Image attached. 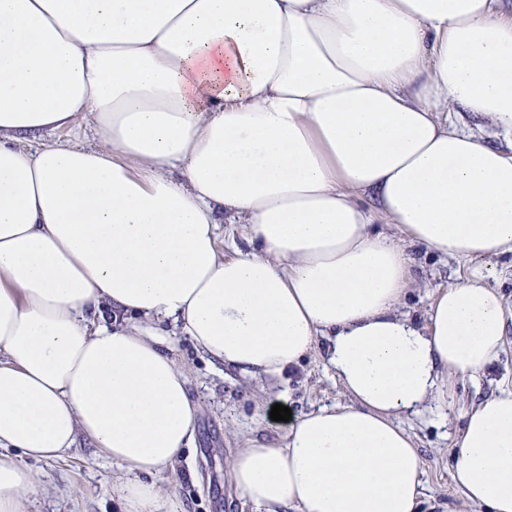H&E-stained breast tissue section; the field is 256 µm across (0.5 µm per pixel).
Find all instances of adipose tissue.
<instances>
[{
  "label": "adipose tissue",
  "mask_w": 512,
  "mask_h": 512,
  "mask_svg": "<svg viewBox=\"0 0 512 512\" xmlns=\"http://www.w3.org/2000/svg\"><path fill=\"white\" fill-rule=\"evenodd\" d=\"M452 112L512 140V0H0V512L43 491L14 453L81 439L124 512H178L183 338L261 381L324 343L347 398L226 459L254 512H419L398 419L507 327L478 274L402 310L409 248L512 254V151ZM85 124L97 146L43 140ZM224 223L247 250L218 254ZM457 446L464 499L512 512V391Z\"/></svg>",
  "instance_id": "ef3b65f1"
}]
</instances>
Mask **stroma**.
I'll list each match as a JSON object with an SVG mask.
<instances>
[{"instance_id":"obj_1","label":"stroma","mask_w":512,"mask_h":512,"mask_svg":"<svg viewBox=\"0 0 512 512\" xmlns=\"http://www.w3.org/2000/svg\"><path fill=\"white\" fill-rule=\"evenodd\" d=\"M411 257L412 285L403 307L410 318L425 322L439 291L475 272L482 274L487 286L498 289L512 309L511 254L458 261L415 251ZM176 358L189 377L192 395L204 406L194 448L157 478L160 485L174 488L180 512H250L230 487L226 458L246 447L253 437L274 442L283 435V423L269 416L273 404L287 405L298 416L346 401L339 382L326 368L320 347L269 387L213 366L185 340L180 342ZM504 389H512V325L491 367L474 376L452 378L446 426H437L429 412L400 417L424 462L422 512H478L452 482V456L464 413ZM32 468L45 491L29 503L28 512H122L112 495L115 467L86 443H78L66 457L36 462Z\"/></svg>"}]
</instances>
